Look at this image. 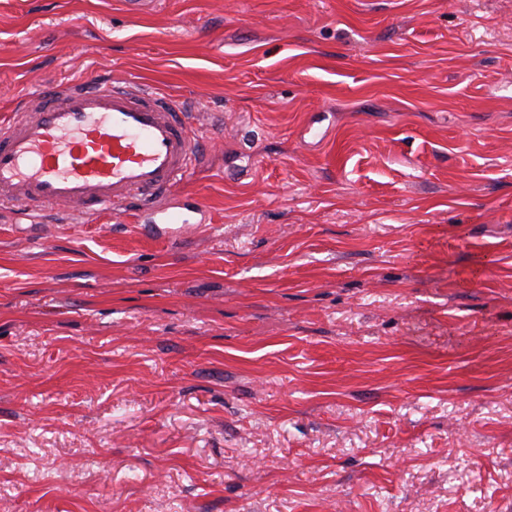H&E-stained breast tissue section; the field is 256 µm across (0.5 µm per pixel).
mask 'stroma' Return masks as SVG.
<instances>
[{
	"mask_svg": "<svg viewBox=\"0 0 512 512\" xmlns=\"http://www.w3.org/2000/svg\"><path fill=\"white\" fill-rule=\"evenodd\" d=\"M91 79L206 221L0 215V512H512V0H0Z\"/></svg>",
	"mask_w": 512,
	"mask_h": 512,
	"instance_id": "stroma-1",
	"label": "stroma"
}]
</instances>
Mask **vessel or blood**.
Wrapping results in <instances>:
<instances>
[{
  "label": "vessel or blood",
  "instance_id": "1",
  "mask_svg": "<svg viewBox=\"0 0 512 512\" xmlns=\"http://www.w3.org/2000/svg\"><path fill=\"white\" fill-rule=\"evenodd\" d=\"M189 114L168 95L130 83L49 87L0 122V209L63 222L138 203L163 223L186 218L173 189L203 166Z\"/></svg>",
  "mask_w": 512,
  "mask_h": 512
}]
</instances>
